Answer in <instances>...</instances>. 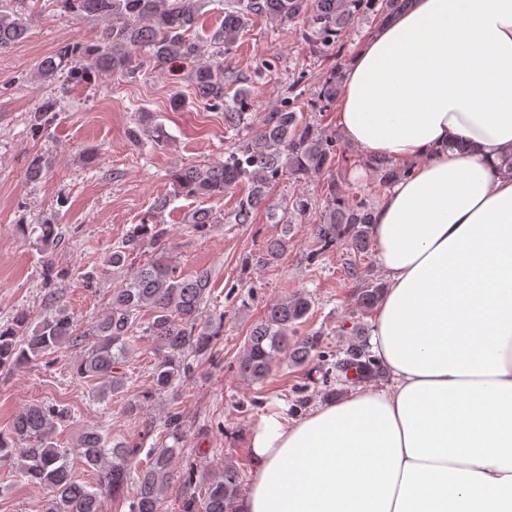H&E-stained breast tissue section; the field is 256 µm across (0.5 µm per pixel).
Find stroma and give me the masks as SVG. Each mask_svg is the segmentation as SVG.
Wrapping results in <instances>:
<instances>
[{
    "instance_id": "1",
    "label": "stroma",
    "mask_w": 512,
    "mask_h": 512,
    "mask_svg": "<svg viewBox=\"0 0 512 512\" xmlns=\"http://www.w3.org/2000/svg\"><path fill=\"white\" fill-rule=\"evenodd\" d=\"M25 8L31 17L27 38L0 50V319L20 309L37 317L61 306L73 316L78 331L89 329L107 310L113 289L130 274L129 269L107 265L108 255L142 223L155 200L169 197L160 216L169 228L167 250L183 274L210 270L212 306L224 313V334L216 345V360L196 362L177 395L155 397L146 412L160 417L173 402L183 411L186 434L176 472L195 468L198 482L205 484L230 464L244 482H251L248 437L261 416L272 411L303 414L340 395L342 381L334 363L353 341L354 326H372L371 315L354 306L356 284L347 269L358 264L369 281L382 283L375 249L357 254L341 243L320 248L311 233L316 219L312 213L294 217L287 230L263 210L251 223H228L227 215L241 195L237 189L208 201L174 195L173 170L223 162L235 141L224 128L223 112L197 106L187 73L180 69L96 74L77 83L32 80L41 57L69 42L95 40L103 23L65 14L56 0H26ZM373 26L370 20L356 22L341 38L339 54L325 60L310 53L300 35L301 22L277 26L257 19L241 34L224 67L232 74L254 75L258 112L279 103L286 86L296 84L299 117L333 134L336 107L318 112L310 101L332 70L345 67ZM176 96L184 101L178 110L171 106ZM49 97L59 102L56 117L41 138L32 139L27 114ZM138 124L161 129L163 144L143 149L134 145L127 131ZM341 149L340 163L353 192L377 203L379 182L367 158L350 144ZM37 154L50 158L51 165L42 180L31 182L25 170ZM201 207L211 210L214 222L200 234L189 226ZM50 216L56 217L63 234L46 240L41 226ZM282 234L289 240L286 255L276 264H260L264 242ZM49 258L69 272L52 293L42 279V262ZM91 270L98 279L93 293L83 288L80 278ZM298 291L309 294L313 305L298 324L297 335H319L323 358L306 367L281 363L263 384H247L238 377L235 363L252 326L266 302ZM80 355V350L68 348L57 358L0 371V430L8 429L29 404H60L72 413L56 433L60 446L74 447L90 428L145 449L158 446L162 431L144 435L140 419L126 411L128 400L152 385L153 344L140 339L125 366L131 377L127 391L103 402L95 396V382L71 372ZM300 385L307 388L303 404L295 394ZM47 497L46 489L20 482L14 467L0 463V512H43Z\"/></svg>"
}]
</instances>
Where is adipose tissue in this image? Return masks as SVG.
<instances>
[{"label":"adipose tissue","instance_id":"adipose-tissue-1","mask_svg":"<svg viewBox=\"0 0 512 512\" xmlns=\"http://www.w3.org/2000/svg\"><path fill=\"white\" fill-rule=\"evenodd\" d=\"M342 83L345 139L411 169L371 226L387 381L262 416L237 512H512V0H410Z\"/></svg>","mask_w":512,"mask_h":512}]
</instances>
